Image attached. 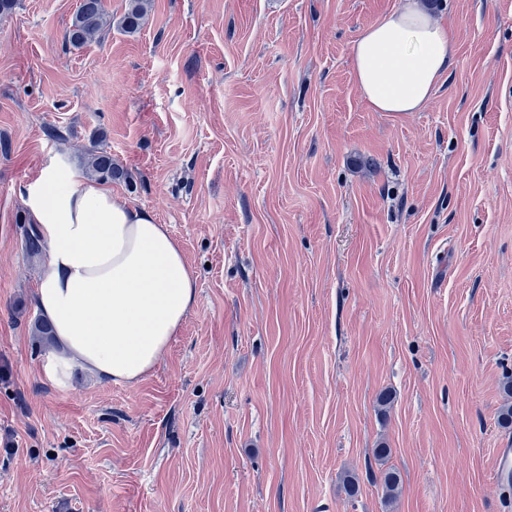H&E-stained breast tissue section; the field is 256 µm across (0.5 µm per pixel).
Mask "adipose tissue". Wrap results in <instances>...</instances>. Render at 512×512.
Returning <instances> with one entry per match:
<instances>
[{"label": "adipose tissue", "instance_id": "adipose-tissue-1", "mask_svg": "<svg viewBox=\"0 0 512 512\" xmlns=\"http://www.w3.org/2000/svg\"><path fill=\"white\" fill-rule=\"evenodd\" d=\"M356 85L376 112H415L438 88L452 37L421 0H400L352 47ZM47 260L35 294L54 347L45 377L80 369L105 383L144 379L196 303V276L167 225L78 168L43 170L27 202Z\"/></svg>", "mask_w": 512, "mask_h": 512}]
</instances>
